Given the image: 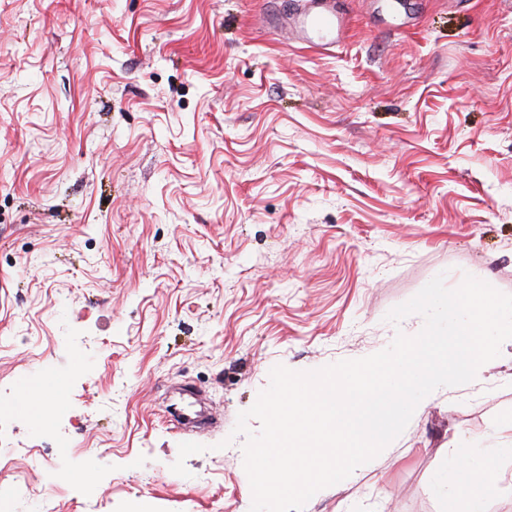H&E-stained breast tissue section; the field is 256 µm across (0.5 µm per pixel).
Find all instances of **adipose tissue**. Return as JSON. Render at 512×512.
<instances>
[{
  "label": "adipose tissue",
  "instance_id": "obj_1",
  "mask_svg": "<svg viewBox=\"0 0 512 512\" xmlns=\"http://www.w3.org/2000/svg\"><path fill=\"white\" fill-rule=\"evenodd\" d=\"M501 473L497 458L480 465L460 459L451 465V473L440 488L446 512H457L458 503H466L468 512H483L486 496L498 489Z\"/></svg>",
  "mask_w": 512,
  "mask_h": 512
}]
</instances>
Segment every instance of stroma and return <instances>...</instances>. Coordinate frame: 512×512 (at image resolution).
I'll list each match as a JSON object with an SVG mask.
<instances>
[{"instance_id": "obj_1", "label": "stroma", "mask_w": 512, "mask_h": 512, "mask_svg": "<svg viewBox=\"0 0 512 512\" xmlns=\"http://www.w3.org/2000/svg\"><path fill=\"white\" fill-rule=\"evenodd\" d=\"M303 4L0 0V481L25 512H250L233 429L272 367L416 335L385 316L439 274L512 295V0H336L338 51L277 28ZM511 443L504 353L304 512H441L453 457Z\"/></svg>"}]
</instances>
